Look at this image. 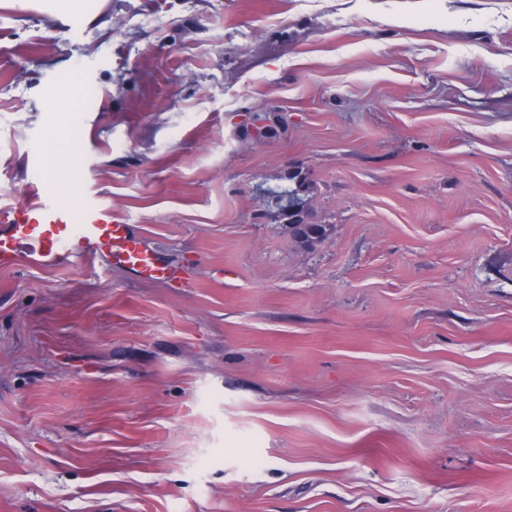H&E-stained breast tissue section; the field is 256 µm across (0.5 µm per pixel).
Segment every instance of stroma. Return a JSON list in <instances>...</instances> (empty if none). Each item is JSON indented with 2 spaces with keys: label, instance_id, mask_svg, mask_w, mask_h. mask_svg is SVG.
Wrapping results in <instances>:
<instances>
[{
  "label": "stroma",
  "instance_id": "stroma-1",
  "mask_svg": "<svg viewBox=\"0 0 512 512\" xmlns=\"http://www.w3.org/2000/svg\"><path fill=\"white\" fill-rule=\"evenodd\" d=\"M71 70L192 285L0 271V512H512V0L0 5V204ZM41 9L50 17H80L93 18L97 9V2L93 0H44Z\"/></svg>",
  "mask_w": 512,
  "mask_h": 512
}]
</instances>
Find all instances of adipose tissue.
Returning a JSON list of instances; mask_svg holds the SVG:
<instances>
[{
    "instance_id": "1",
    "label": "adipose tissue",
    "mask_w": 512,
    "mask_h": 512,
    "mask_svg": "<svg viewBox=\"0 0 512 512\" xmlns=\"http://www.w3.org/2000/svg\"><path fill=\"white\" fill-rule=\"evenodd\" d=\"M83 86L77 73H69L60 87L48 90L45 109L50 112L44 166L48 190L75 199L76 183L66 180L61 170L76 158L84 137L80 116Z\"/></svg>"
}]
</instances>
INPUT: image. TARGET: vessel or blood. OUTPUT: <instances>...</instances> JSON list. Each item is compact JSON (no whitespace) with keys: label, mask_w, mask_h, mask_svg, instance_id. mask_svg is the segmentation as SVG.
I'll use <instances>...</instances> for the list:
<instances>
[{"label":"vessel or blood","mask_w":512,"mask_h":512,"mask_svg":"<svg viewBox=\"0 0 512 512\" xmlns=\"http://www.w3.org/2000/svg\"><path fill=\"white\" fill-rule=\"evenodd\" d=\"M43 178V162L33 163L25 199L0 206V270L102 263L153 281H183L182 270L147 249L136 227L114 218L111 208L47 194L41 189Z\"/></svg>","instance_id":"vessel-or-blood-1"}]
</instances>
